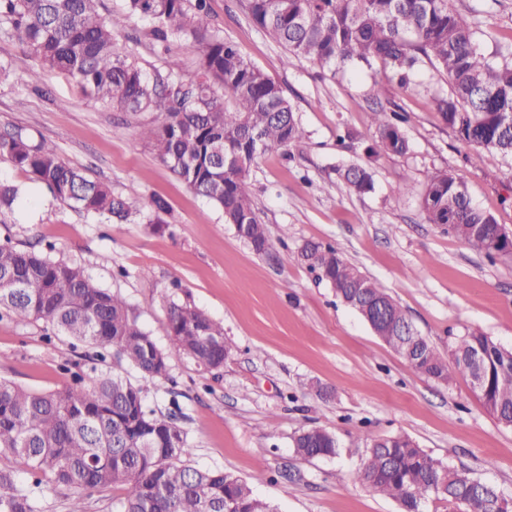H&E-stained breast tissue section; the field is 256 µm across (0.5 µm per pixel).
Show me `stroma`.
Masks as SVG:
<instances>
[{
  "label": "stroma",
  "instance_id": "35a3bbf8",
  "mask_svg": "<svg viewBox=\"0 0 512 512\" xmlns=\"http://www.w3.org/2000/svg\"><path fill=\"white\" fill-rule=\"evenodd\" d=\"M482 31L486 55L512 54V0H451ZM210 19L226 40L285 90L304 130L290 155L270 154L249 171L261 220L278 240L271 256L254 254L138 136L140 118L95 103L71 78L43 72L17 44L0 42L11 74L0 78V131L19 127L53 143L71 166L138 197L171 206L165 231L107 220L55 199L34 175L0 159V180L20 197L0 224V239L46 248L83 267L119 295L157 345L169 350L165 301H185L224 325L231 354L209 371L172 354L166 378L142 380L127 365L100 364L142 384L149 407L174 412L194 447L191 463L246 479L278 512H399L393 499L359 482L366 443L406 434L431 457L468 469L512 497V428L487 413L468 379L448 384L417 373L352 309L338 301L296 258L307 241L328 243L376 279L441 352L478 328L512 348V256L488 259L425 223L420 192L428 176L448 170L466 182L473 202L512 232V161L464 146L435 112L432 93L448 84L432 67L416 75L428 92L388 80L381 62L329 73L310 59L285 65V49L248 17L245 0H208ZM145 21L133 17L115 40L132 49L148 74L195 77L197 56L181 44L153 46ZM386 85L373 98L374 82ZM403 115L410 149L368 158L371 115ZM357 140L342 145L345 130ZM369 164L371 192L357 195L334 173ZM408 193H399L402 184ZM287 237H279L280 228ZM45 320L0 318V378L34 390L68 383L63 365L79 361L62 338L46 339ZM319 427L338 442L335 457L305 460L292 438Z\"/></svg>",
  "mask_w": 512,
  "mask_h": 512
}]
</instances>
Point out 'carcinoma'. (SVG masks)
<instances>
[{"instance_id": "cac0c4a2", "label": "carcinoma", "mask_w": 512, "mask_h": 512, "mask_svg": "<svg viewBox=\"0 0 512 512\" xmlns=\"http://www.w3.org/2000/svg\"><path fill=\"white\" fill-rule=\"evenodd\" d=\"M99 0H0V39L25 46L41 68L67 74L101 106L153 112L140 135L157 157L197 195L217 206L224 222L258 255L273 248L256 212L248 175L256 158L288 153L304 133L283 88L254 66L208 20L206 0H127V14L106 18ZM251 20L287 52V62L309 58L331 73L350 63L380 61L397 81L411 84L428 62L443 71L451 92L434 94V108L459 141L512 159V59L491 60L479 51L475 23L451 8V0H246ZM137 16L156 43L178 42L195 52L199 72L185 79L171 70L148 77L134 54L116 44L114 31ZM397 115L372 113L368 155H404L409 142ZM0 159L32 173L54 197L113 224L137 218L165 223L170 205L159 195L124 197L65 162L57 149L33 142L20 130L0 134ZM348 188L373 189L370 166L336 168ZM19 189L0 183V211ZM427 223L490 258L507 254L508 237L488 212L471 201L460 177L437 170L421 194ZM297 258L351 308L368 297L387 303L389 322L378 338L423 376L448 383L480 373L478 397L504 427H512V349L472 328L447 356L413 330L403 309L377 281L336 248L306 242ZM0 311L19 322L45 319L53 334L110 355L144 378L167 376L171 353L158 347L126 302L101 288L82 267L31 249L0 243ZM167 327L174 352L206 369L224 366L230 349L224 327L195 306L169 300ZM50 391L0 380V458L27 465L21 484L0 468V512H42L38 495L50 480L80 490L114 486L123 493L115 512H276L242 478L202 470L188 461V434L145 404L144 389L118 374L91 367ZM303 459L333 457L337 443L320 428L293 438ZM357 479L398 502L401 512H423L429 499L451 501L476 481L429 456L407 435L373 440ZM476 512H512V499L485 484L470 504Z\"/></svg>"}]
</instances>
